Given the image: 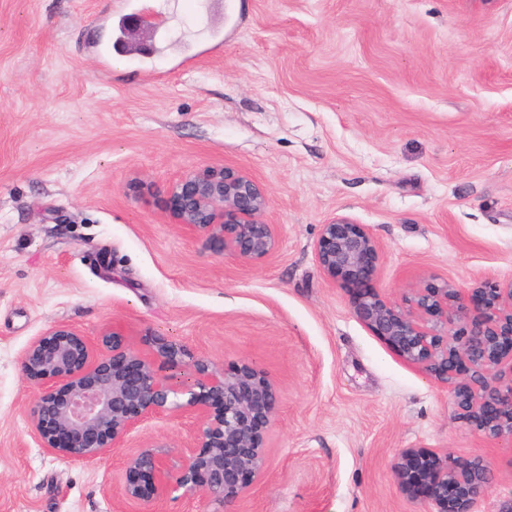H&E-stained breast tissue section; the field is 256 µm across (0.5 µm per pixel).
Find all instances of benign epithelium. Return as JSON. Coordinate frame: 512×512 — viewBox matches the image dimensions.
<instances>
[{"label":"benign epithelium","instance_id":"obj_1","mask_svg":"<svg viewBox=\"0 0 512 512\" xmlns=\"http://www.w3.org/2000/svg\"><path fill=\"white\" fill-rule=\"evenodd\" d=\"M269 204L268 193L248 174L206 166L169 187L166 213L204 245L260 263L277 248L274 225L265 221ZM314 250L327 279L360 284L375 275L380 245L364 225L341 217L321 225ZM480 295L471 316L463 291L447 282L412 290L402 306L368 289L358 293L354 314L448 389L479 430L512 451V281ZM146 341L151 358L115 332L102 336L99 351L66 325L35 338L21 359L35 389L34 434L56 455L91 462L122 447L141 424L189 412L200 432L181 450L177 467L166 453L145 446L129 459L119 495L147 505L150 493L160 499L182 489L235 512L248 479L263 469L264 435L275 417L274 382L247 363L227 373L163 336ZM394 472L402 488L424 481V498L437 512H473L496 484L490 466L427 448L403 449Z\"/></svg>","mask_w":512,"mask_h":512}]
</instances>
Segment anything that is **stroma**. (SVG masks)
<instances>
[{
  "label": "stroma",
  "instance_id": "obj_1",
  "mask_svg": "<svg viewBox=\"0 0 512 512\" xmlns=\"http://www.w3.org/2000/svg\"><path fill=\"white\" fill-rule=\"evenodd\" d=\"M146 3L158 30L105 64L124 0H0V512H141L117 495L129 458L177 457L199 430L178 413L93 462L46 451L20 361L57 324L275 381L237 512H429L396 480L406 448L483 461L497 484L474 512H500L512 453L356 318L314 245L337 218L365 225L370 285L397 303L512 282V0ZM208 165L267 191L262 263L169 222V186Z\"/></svg>",
  "mask_w": 512,
  "mask_h": 512
}]
</instances>
